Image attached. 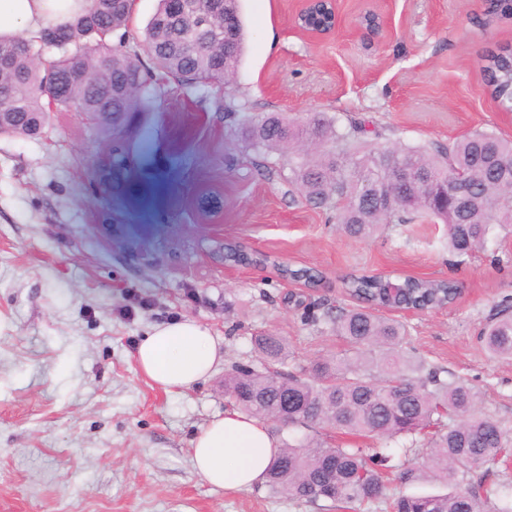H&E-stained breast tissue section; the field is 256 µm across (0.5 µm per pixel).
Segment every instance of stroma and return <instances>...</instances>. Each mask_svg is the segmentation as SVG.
Here are the masks:
<instances>
[{"mask_svg":"<svg viewBox=\"0 0 512 512\" xmlns=\"http://www.w3.org/2000/svg\"><path fill=\"white\" fill-rule=\"evenodd\" d=\"M239 6L247 45L234 84L218 94L161 79L127 162L104 176L102 146L75 113L53 115L37 138L0 135V512H324L262 483L208 484L191 443L227 410L224 374L254 360L252 337H285L287 372L343 350L304 314L352 308L351 274L456 280L449 307L406 316L410 344L478 387L480 411L512 428V364L478 339L512 298V231L459 262L441 224L349 240L334 211L297 192L286 150L256 152L242 137L248 118L281 112L369 124L379 146L512 138V112L482 72L488 51L512 46V20L486 16L482 0H339L349 22L385 13V36L315 41L294 27L295 0ZM225 241L318 268L323 282L286 281L270 265L226 270ZM184 318L226 357L207 381L167 391L142 375L136 346Z\"/></svg>","mask_w":512,"mask_h":512,"instance_id":"stroma-1","label":"stroma"}]
</instances>
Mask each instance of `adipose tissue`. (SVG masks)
Segmentation results:
<instances>
[{
	"label": "adipose tissue",
	"instance_id": "ef3b65f1",
	"mask_svg": "<svg viewBox=\"0 0 512 512\" xmlns=\"http://www.w3.org/2000/svg\"><path fill=\"white\" fill-rule=\"evenodd\" d=\"M84 6L85 0H0V35L14 34L21 24L36 31L69 21ZM223 357L209 329L190 319L155 326L135 354L143 375L167 390L206 381ZM279 451L264 424L230 409L194 440L191 456L197 473L209 484L244 490L263 481Z\"/></svg>",
	"mask_w": 512,
	"mask_h": 512
}]
</instances>
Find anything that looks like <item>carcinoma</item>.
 I'll return each instance as SVG.
<instances>
[{"mask_svg":"<svg viewBox=\"0 0 512 512\" xmlns=\"http://www.w3.org/2000/svg\"><path fill=\"white\" fill-rule=\"evenodd\" d=\"M196 11L210 14L220 28L234 18L232 46L224 40L181 41L169 0L159 7L141 38L131 36L123 49L112 34L125 29L134 0H88L83 15L65 25L49 24L30 38L0 36V133L36 136L51 113H83L91 134L112 147L118 164L129 139L153 109L156 68L185 86L221 90L244 52L245 32L238 0H194ZM54 48L58 56L42 59ZM150 64H145L141 53ZM485 84L498 106L512 111V46L484 56ZM366 130L350 122L340 130L321 115L295 121L280 112L249 120L243 132L251 148L288 147L293 183L313 206L336 212L340 232L364 240L391 224L418 217L448 230V251L461 258L486 247L496 227L512 226V139L477 131L431 151L400 145L379 148L363 140ZM468 186L466 201L435 202L438 187ZM224 262L265 266L271 257L240 245L222 244ZM287 279L317 288L322 273L314 267L276 265ZM389 278L352 274L347 293L365 303L331 308L322 317L346 349L312 361L284 377L277 366L288 359L281 336L254 337L260 363L233 362L224 376L229 403L251 417L270 421L288 411V424L272 432L283 447L266 473V486L294 503L325 502L334 508L363 505L382 512H486V477L499 466L512 432L478 411L481 392L444 367L429 363L408 345L407 326L381 313L401 304L425 312L451 304L460 294L453 279L398 281L399 295L388 293ZM480 338L492 356L512 361V303L499 304ZM369 439L377 448L335 446L309 435L317 427ZM291 435L284 436V431ZM409 439L403 454L426 453L424 468L391 463L390 443ZM397 471L404 484L439 482L444 491L411 495L388 492L383 469Z\"/></svg>","mask_w":512,"mask_h":512,"instance_id":"cac0c4a2","label":"carcinoma"}]
</instances>
